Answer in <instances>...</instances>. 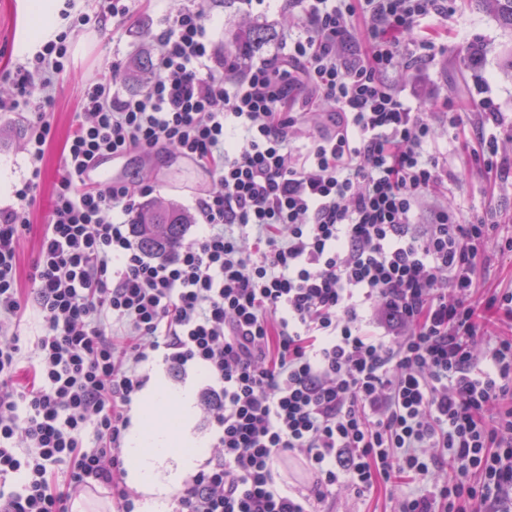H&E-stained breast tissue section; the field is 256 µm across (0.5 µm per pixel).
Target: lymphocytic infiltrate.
<instances>
[{
	"label": "lymphocytic infiltrate",
	"instance_id": "f902f5d3",
	"mask_svg": "<svg viewBox=\"0 0 512 512\" xmlns=\"http://www.w3.org/2000/svg\"><path fill=\"white\" fill-rule=\"evenodd\" d=\"M216 2L166 19L146 91L121 94L114 65L88 83L24 288L18 246L67 39L120 27L133 0L101 15L64 0L66 31L0 73V114L28 115L27 173L0 208V512H69L85 487L135 512L123 448L150 361L210 380L214 454L173 512H314L333 488L360 497L399 479L422 486L397 512H512V290L475 278L512 235L449 207L432 148L474 125V159L494 173L503 120L484 97L436 128L389 80L407 47L435 52L436 32L416 30L446 0H290L305 21L287 51L230 89L210 65ZM317 111L330 128L316 134ZM163 148L216 185L195 201L202 232L155 260L127 223L151 185L89 190L82 175L97 155ZM33 304L45 327L27 349ZM288 456L309 494L280 488Z\"/></svg>",
	"mask_w": 512,
	"mask_h": 512
}]
</instances>
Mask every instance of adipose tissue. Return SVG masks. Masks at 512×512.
I'll use <instances>...</instances> for the list:
<instances>
[{"instance_id":"obj_1","label":"adipose tissue","mask_w":512,"mask_h":512,"mask_svg":"<svg viewBox=\"0 0 512 512\" xmlns=\"http://www.w3.org/2000/svg\"><path fill=\"white\" fill-rule=\"evenodd\" d=\"M125 452L134 461L129 483L147 494L144 512H167L171 491L197 466L205 449L183 447L177 420L152 415L130 431Z\"/></svg>"}]
</instances>
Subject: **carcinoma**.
<instances>
[{
	"label": "carcinoma",
	"mask_w": 512,
	"mask_h": 512,
	"mask_svg": "<svg viewBox=\"0 0 512 512\" xmlns=\"http://www.w3.org/2000/svg\"><path fill=\"white\" fill-rule=\"evenodd\" d=\"M497 18L512 29V0H485ZM277 31L268 25L246 22L232 34L233 51L230 66L235 68L247 63L262 47L275 39ZM157 76L152 53L145 48L127 62L124 78L129 86L144 90ZM191 216L176 202H143L133 219L132 232L144 251L165 255L180 242Z\"/></svg>",
	"instance_id": "carcinoma-1"
}]
</instances>
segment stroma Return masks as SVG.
<instances>
[{
	"mask_svg": "<svg viewBox=\"0 0 512 512\" xmlns=\"http://www.w3.org/2000/svg\"><path fill=\"white\" fill-rule=\"evenodd\" d=\"M188 3L189 0H139L123 27L88 29L72 39L70 57L52 91V110L47 114L52 135L43 161L45 178L30 213L31 230L20 245V274H27L36 254L42 224L61 175L62 150L80 110L87 81L111 64H126L142 46H155L160 20ZM247 20L274 25L279 33L256 55V62L261 63L287 43L304 15L298 7L282 10L274 5L266 10L260 6L246 7L239 0H223L215 10L208 35L213 45L212 65L223 70L228 86L239 82L241 75L223 69L224 34ZM38 25V20L25 11L23 0H0V70L15 68L22 58L20 44ZM433 26L446 32V52L437 54L435 60H422L392 74L391 80L407 105L431 112L437 125L443 120L444 103L471 105L477 96L478 82L488 83L489 94L506 120L505 127L497 133V173L485 177L479 164L471 162L464 143L452 146L443 137L437 139L436 147L448 153V167L452 171L448 181L449 203L460 208L464 216H484L487 221L501 224L503 234H512V75L501 69L502 52L512 48V30L503 28L480 0H453L447 17L435 20ZM476 43L483 45L484 54L474 65L469 52ZM26 124V114L20 113L0 128V207L13 203V189L28 166L22 151ZM116 178L131 186L152 183L153 200H174L189 211L194 210L196 197L214 185L209 172L193 166L171 149L125 157L117 167ZM320 508L322 512H395L396 504L389 492L382 489L360 498L339 489Z\"/></svg>",
	"mask_w": 512,
	"mask_h": 512,
	"instance_id": "1",
	"label": "stroma"
}]
</instances>
